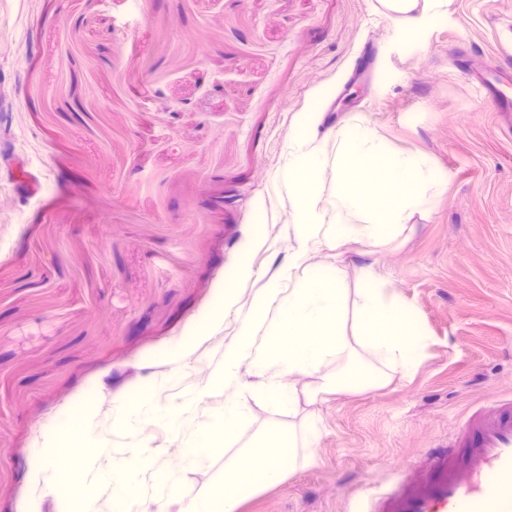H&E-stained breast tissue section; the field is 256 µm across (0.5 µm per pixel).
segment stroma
Listing matches in <instances>:
<instances>
[{
  "label": "stroma",
  "instance_id": "stroma-1",
  "mask_svg": "<svg viewBox=\"0 0 512 512\" xmlns=\"http://www.w3.org/2000/svg\"><path fill=\"white\" fill-rule=\"evenodd\" d=\"M437 8L409 41L380 0H0V512H57L48 442L76 406L104 446L153 455L139 507L171 467L207 489L223 449L200 464L161 426L106 424L129 394L164 408L200 389L194 433L223 413L225 345L296 277L279 176L307 112L311 145L334 151L359 120L432 171L431 206L396 237L338 247L324 227L309 249L352 301L371 267L427 344L411 372L316 404L295 375L271 405L241 363L236 443L320 433L312 465L238 512H380L469 412L512 393V112L449 59L512 79V0Z\"/></svg>",
  "mask_w": 512,
  "mask_h": 512
}]
</instances>
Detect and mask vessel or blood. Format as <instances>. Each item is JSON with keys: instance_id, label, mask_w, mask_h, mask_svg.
Listing matches in <instances>:
<instances>
[{"instance_id": "b4317fda", "label": "vessel or blood", "mask_w": 512, "mask_h": 512, "mask_svg": "<svg viewBox=\"0 0 512 512\" xmlns=\"http://www.w3.org/2000/svg\"><path fill=\"white\" fill-rule=\"evenodd\" d=\"M499 112H512V96L486 78L476 81ZM512 398H495L470 412L445 455L418 492L400 498L396 512H512Z\"/></svg>"}]
</instances>
